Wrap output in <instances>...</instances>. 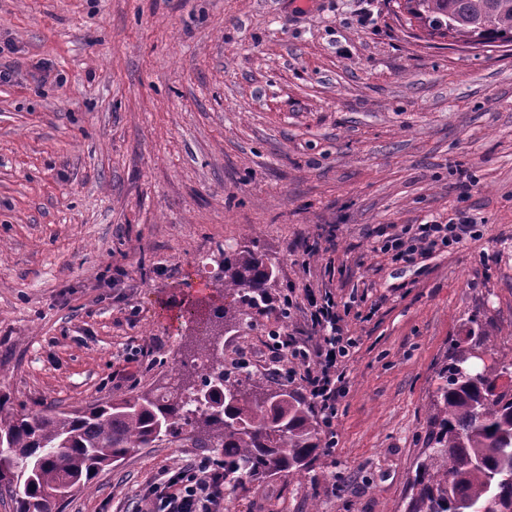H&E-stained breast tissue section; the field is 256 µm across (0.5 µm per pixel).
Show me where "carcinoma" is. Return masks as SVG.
Returning <instances> with one entry per match:
<instances>
[{"label": "carcinoma", "mask_w": 512, "mask_h": 512, "mask_svg": "<svg viewBox=\"0 0 512 512\" xmlns=\"http://www.w3.org/2000/svg\"><path fill=\"white\" fill-rule=\"evenodd\" d=\"M431 35L454 32L478 44L512 43V0H404ZM224 306L209 317L186 310L195 324L188 355L209 370L191 378L186 363L163 387L84 411L16 410L0 396V488L14 512H61L72 490L160 439L224 449V484L286 473L310 475L321 448L315 409L296 390L272 388L224 370V328L256 325L272 299L276 275L254 250L224 255L216 276ZM468 353L452 348L429 408L432 431L418 465L410 512H512V359L462 374Z\"/></svg>", "instance_id": "cac0c4a2"}]
</instances>
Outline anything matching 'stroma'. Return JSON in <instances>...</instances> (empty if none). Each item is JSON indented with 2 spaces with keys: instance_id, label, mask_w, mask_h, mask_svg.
I'll return each mask as SVG.
<instances>
[{
  "instance_id": "1",
  "label": "stroma",
  "mask_w": 512,
  "mask_h": 512,
  "mask_svg": "<svg viewBox=\"0 0 512 512\" xmlns=\"http://www.w3.org/2000/svg\"><path fill=\"white\" fill-rule=\"evenodd\" d=\"M374 15L364 25V10ZM398 0H0V396L77 410L160 387L190 324L224 304V244L276 272L269 311L226 330L224 364L276 369L309 334L304 290L351 307L335 450L310 479L226 489L231 512H409L427 407L480 325L512 356V44L431 35ZM474 176L460 198L462 175ZM467 210L475 238L413 262L383 240ZM160 440L64 512H135L198 455Z\"/></svg>"
}]
</instances>
